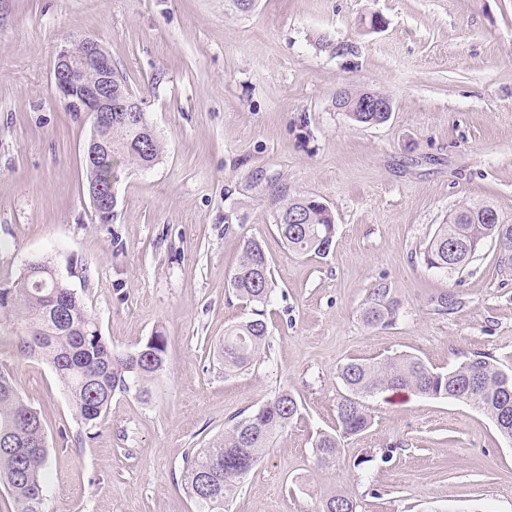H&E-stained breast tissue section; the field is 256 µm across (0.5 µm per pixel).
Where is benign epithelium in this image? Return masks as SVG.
Returning <instances> with one entry per match:
<instances>
[{
	"instance_id": "7a95c632",
	"label": "benign epithelium",
	"mask_w": 512,
	"mask_h": 512,
	"mask_svg": "<svg viewBox=\"0 0 512 512\" xmlns=\"http://www.w3.org/2000/svg\"><path fill=\"white\" fill-rule=\"evenodd\" d=\"M115 67L109 52L94 38L64 42L52 66L55 94L65 109L85 113L91 120V135L86 146L85 164L94 167L99 156L109 151L112 131V80ZM90 72L96 79L87 80ZM90 199L95 215L103 224L112 221V176L92 183Z\"/></svg>"
}]
</instances>
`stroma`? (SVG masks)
Returning a JSON list of instances; mask_svg holds the SVG:
<instances>
[{
  "mask_svg": "<svg viewBox=\"0 0 512 512\" xmlns=\"http://www.w3.org/2000/svg\"><path fill=\"white\" fill-rule=\"evenodd\" d=\"M82 35L109 51L163 144L151 167L119 168L108 224L84 191L91 122L50 79L57 47ZM343 90L383 92L389 119L353 121ZM283 190L330 208L327 255L283 243ZM479 201L512 224V0H0V281L48 259L114 351L167 338L150 400L115 394L91 428L49 364L18 358L0 318V367L43 418L45 512H197L187 452L283 389L301 414L231 512H317L333 485L357 512H512V442L453 399L370 398L372 425L345 439L342 468L312 462L350 360L406 353L445 371L485 353L512 367V270L495 245L453 274L418 255ZM245 238L271 264L270 350L228 372L224 331L253 310L229 283ZM378 282L405 309L371 329L359 313ZM446 292L457 302L444 313L432 298ZM390 445V462L354 468Z\"/></svg>",
  "mask_w": 512,
  "mask_h": 512,
  "instance_id": "1",
  "label": "stroma"
}]
</instances>
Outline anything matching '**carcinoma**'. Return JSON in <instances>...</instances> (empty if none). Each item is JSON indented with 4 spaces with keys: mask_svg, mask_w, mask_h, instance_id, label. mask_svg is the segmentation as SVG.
Here are the masks:
<instances>
[{
    "mask_svg": "<svg viewBox=\"0 0 512 512\" xmlns=\"http://www.w3.org/2000/svg\"><path fill=\"white\" fill-rule=\"evenodd\" d=\"M384 97L374 91L343 90L337 101L350 118L363 124L381 123L383 112H360L363 101ZM122 105L126 112L112 115V156L143 167L162 152L158 137L143 142L142 126L130 120L136 96L125 87ZM276 230L289 249L299 255H323L335 235L333 215L311 197L281 194ZM494 209L488 202L463 204L449 222L440 224L421 249L430 269L460 271L479 255L489 241L496 244L498 263L512 269V224H489L483 212ZM297 214L300 224L288 223ZM51 262L33 259L31 272H21L0 284V317L19 326L15 340L21 357H39L54 369L70 393L75 414L94 427L107 412L112 397L135 390L148 393V385L165 369L167 339L157 331L138 350L118 354L102 335L98 322L79 295L63 281L55 282L48 271ZM231 287L248 303L263 305L273 291L266 253L253 238L242 241L239 263L232 272ZM404 308L392 289L379 282L370 289L360 317L369 328L396 324ZM268 328L264 320L252 318L231 326L224 333V370L238 371L266 352ZM338 378L345 393L336 404L335 433L321 432L313 444L316 467L336 470L342 458L341 442L370 428L372 415L365 399L387 392L408 391L430 398H453L488 415L498 431L512 440V372L487 355L477 354L446 372L435 371L421 359L395 354L380 360H351L339 367ZM296 397L282 390L258 409L224 429V436L208 448L187 457L183 481L196 499L199 512H226L244 477L261 461L273 440L298 417ZM0 484L13 498V512H44V476L48 450L38 412L16 388L12 375L0 370ZM212 483V495L198 498L201 475ZM356 501L334 487L321 495L320 512H356Z\"/></svg>",
    "mask_w": 512,
    "mask_h": 512,
    "instance_id": "carcinoma-1",
    "label": "carcinoma"
}]
</instances>
